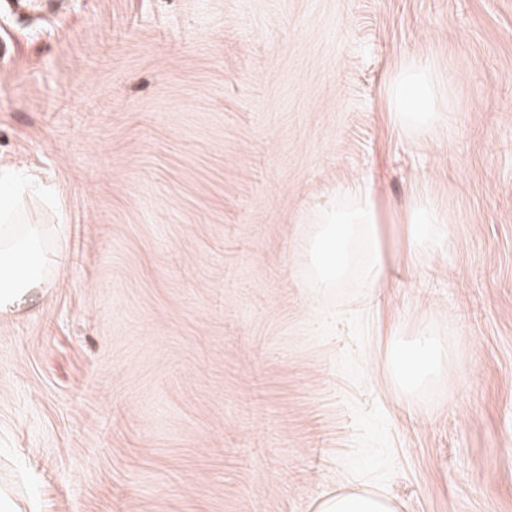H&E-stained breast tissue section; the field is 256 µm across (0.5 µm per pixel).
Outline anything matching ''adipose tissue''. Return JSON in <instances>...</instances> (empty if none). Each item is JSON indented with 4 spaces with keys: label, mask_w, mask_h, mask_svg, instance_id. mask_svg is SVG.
<instances>
[{
    "label": "adipose tissue",
    "mask_w": 512,
    "mask_h": 512,
    "mask_svg": "<svg viewBox=\"0 0 512 512\" xmlns=\"http://www.w3.org/2000/svg\"><path fill=\"white\" fill-rule=\"evenodd\" d=\"M392 118L411 137L435 132L450 123V114L437 111L435 89L426 62H411L393 81ZM336 207L308 218L311 229L303 241L304 272L316 287L332 288L351 281L372 288L382 279L387 259L382 238L383 216L371 187L355 182L341 187ZM407 226L406 247L424 253L447 234V220L426 192H417L401 217ZM51 254L41 224L0 225V314L30 301L50 287ZM384 366L400 391L413 395L427 380L445 374L447 354L429 333L408 340L392 339ZM317 512H395L392 501L378 493L351 489L327 497Z\"/></svg>",
    "instance_id": "ef3b65f1"
}]
</instances>
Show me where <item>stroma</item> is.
Masks as SVG:
<instances>
[{"label": "stroma", "instance_id": "35a3bbf8", "mask_svg": "<svg viewBox=\"0 0 512 512\" xmlns=\"http://www.w3.org/2000/svg\"><path fill=\"white\" fill-rule=\"evenodd\" d=\"M430 64L450 127L408 137ZM63 225L0 316V486L32 512H512V0H0V168ZM372 183L394 270L313 299L309 210ZM425 190L446 237L402 257ZM444 377L405 396L392 336ZM435 89L429 77V65L411 62L393 81L390 102L395 124L410 137L431 134L448 123L452 112H438ZM384 366L400 391L411 396L427 380L445 374L447 354L427 332L408 340L393 336L386 351ZM317 512H397L392 501L378 493L351 489L328 496L319 503Z\"/></svg>", "mask_w": 512, "mask_h": 512}]
</instances>
